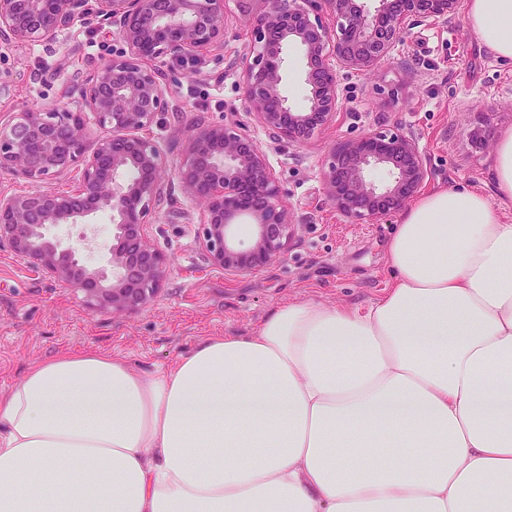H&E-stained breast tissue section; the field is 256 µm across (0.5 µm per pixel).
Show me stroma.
Returning a JSON list of instances; mask_svg holds the SVG:
<instances>
[{
	"instance_id": "stroma-1",
	"label": "stroma",
	"mask_w": 512,
	"mask_h": 512,
	"mask_svg": "<svg viewBox=\"0 0 512 512\" xmlns=\"http://www.w3.org/2000/svg\"><path fill=\"white\" fill-rule=\"evenodd\" d=\"M265 8L264 0H224L223 48L188 63L161 62L171 108L147 135L174 175L198 124L246 126L285 189L283 202L301 226L297 240L263 269L226 274L198 243L202 204L172 178L170 206L150 228L170 261L168 274L156 298L132 314L90 309L83 292L33 272L0 245V393L18 384L32 363L62 351L96 349L153 371L203 337L251 335L290 301L361 306L375 300L390 282L385 250L398 219L351 222L332 208L324 185L334 145L362 133H414L431 170L428 189L459 185L498 203L494 147L475 142L472 132L512 128V63L497 59L465 19L411 25L372 71L340 70L343 108L299 146L274 139L249 113L244 96L250 19ZM124 49L97 18L47 42L1 46L0 118L71 106L88 78ZM77 178L74 169L38 181L0 171V194L68 191Z\"/></svg>"
}]
</instances>
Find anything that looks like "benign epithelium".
Returning a JSON list of instances; mask_svg holds the SVG:
<instances>
[{
	"instance_id": "obj_1",
	"label": "benign epithelium",
	"mask_w": 512,
	"mask_h": 512,
	"mask_svg": "<svg viewBox=\"0 0 512 512\" xmlns=\"http://www.w3.org/2000/svg\"><path fill=\"white\" fill-rule=\"evenodd\" d=\"M250 23L243 70L249 112L293 144L312 138L342 108L338 69L367 72L387 60L411 22L456 20L459 0H268ZM101 17L116 28L125 53L107 62L81 90L78 107L26 111L0 121V171L26 179L79 167L66 192L0 194V244L37 272L84 293L91 309L135 313L151 301L167 273V257L148 232L168 204L166 162L143 132L169 110L164 73L152 60L185 62L224 46V0H0V45L42 42ZM329 15L333 26L323 21ZM299 44L307 60L308 106L298 109L280 90L283 45ZM105 134L90 140L84 114ZM177 181L204 206L199 245L230 274L252 272L282 257L298 236L282 205V190L265 156L239 124H200L188 141ZM385 171L377 182L374 169ZM430 178L426 157L410 132L372 131L336 147L325 173L327 196L342 216L374 223L417 198ZM112 216L105 265L89 269L84 252L96 240L64 243L60 224ZM252 227L241 247L239 226Z\"/></svg>"
}]
</instances>
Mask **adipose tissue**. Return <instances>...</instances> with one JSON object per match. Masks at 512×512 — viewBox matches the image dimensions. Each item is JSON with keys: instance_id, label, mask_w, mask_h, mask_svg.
I'll return each mask as SVG.
<instances>
[{"instance_id": "1", "label": "adipose tissue", "mask_w": 512, "mask_h": 512, "mask_svg": "<svg viewBox=\"0 0 512 512\" xmlns=\"http://www.w3.org/2000/svg\"><path fill=\"white\" fill-rule=\"evenodd\" d=\"M466 18L512 62V0ZM493 141L498 203L404 208L367 305L283 304L150 373L32 364L0 394V512H512V128Z\"/></svg>"}]
</instances>
